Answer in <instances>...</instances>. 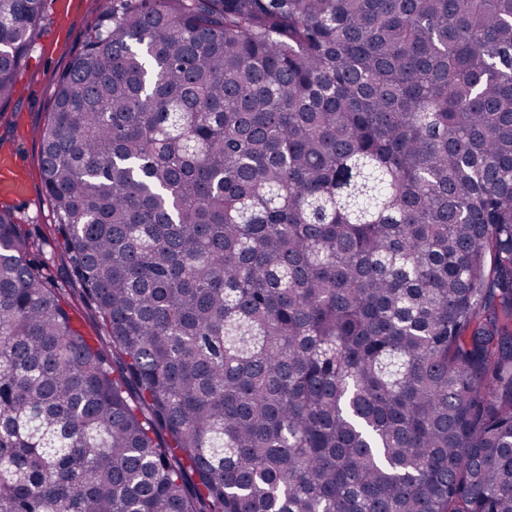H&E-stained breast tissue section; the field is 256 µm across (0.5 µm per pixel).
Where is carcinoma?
<instances>
[{"mask_svg": "<svg viewBox=\"0 0 512 512\" xmlns=\"http://www.w3.org/2000/svg\"><path fill=\"white\" fill-rule=\"evenodd\" d=\"M47 0H0V102ZM0 206V512H512V0H121Z\"/></svg>", "mask_w": 512, "mask_h": 512, "instance_id": "obj_1", "label": "carcinoma"}]
</instances>
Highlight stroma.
Instances as JSON below:
<instances>
[{"instance_id":"obj_1","label":"stroma","mask_w":512,"mask_h":512,"mask_svg":"<svg viewBox=\"0 0 512 512\" xmlns=\"http://www.w3.org/2000/svg\"><path fill=\"white\" fill-rule=\"evenodd\" d=\"M116 0H71L66 19H58L53 0L32 50L19 71L10 100L0 104V145L14 151L29 174L25 201L15 214L26 231L40 239L38 261L44 273L61 282L66 263L60 239L51 224L53 213L41 178V142L38 133L48 120L54 92L62 73L83 50L102 15Z\"/></svg>"}]
</instances>
